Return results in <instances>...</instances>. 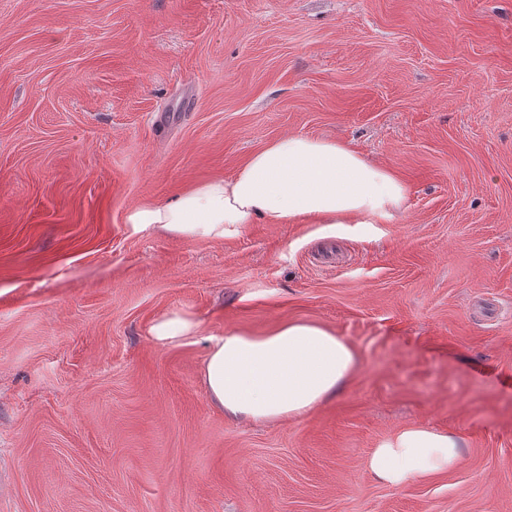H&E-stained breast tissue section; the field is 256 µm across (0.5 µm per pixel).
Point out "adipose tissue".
<instances>
[{"instance_id": "ef3b65f1", "label": "adipose tissue", "mask_w": 512, "mask_h": 512, "mask_svg": "<svg viewBox=\"0 0 512 512\" xmlns=\"http://www.w3.org/2000/svg\"><path fill=\"white\" fill-rule=\"evenodd\" d=\"M405 200V186L393 171L351 145L293 134L252 154L231 177L199 184L168 204L131 208L125 222L134 236L221 242L258 220L390 224ZM199 330L190 313L170 311L149 333L160 344L177 345ZM206 343L202 383L210 402L235 419L304 418L360 366L353 347L313 322L286 321L264 335L224 331L207 336ZM460 459L458 437L417 423L374 448L368 466L384 483L402 487L446 474Z\"/></svg>"}]
</instances>
